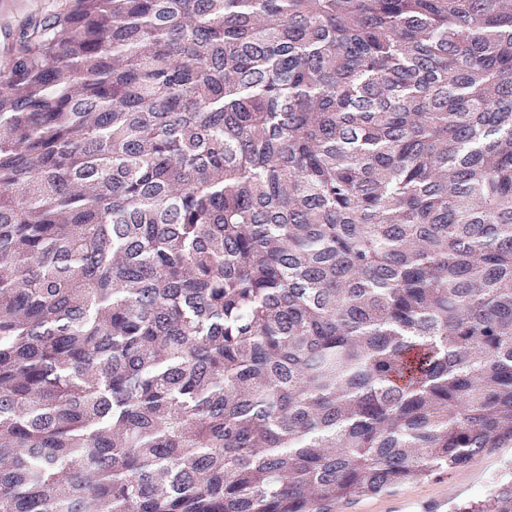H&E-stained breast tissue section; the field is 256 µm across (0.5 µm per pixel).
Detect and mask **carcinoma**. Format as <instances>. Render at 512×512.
<instances>
[{
    "label": "carcinoma",
    "instance_id": "cac0c4a2",
    "mask_svg": "<svg viewBox=\"0 0 512 512\" xmlns=\"http://www.w3.org/2000/svg\"><path fill=\"white\" fill-rule=\"evenodd\" d=\"M511 443L512 6L67 0L20 31L0 512H336Z\"/></svg>",
    "mask_w": 512,
    "mask_h": 512
}]
</instances>
